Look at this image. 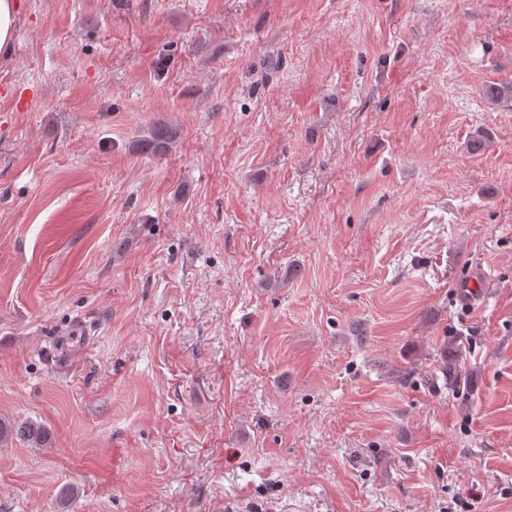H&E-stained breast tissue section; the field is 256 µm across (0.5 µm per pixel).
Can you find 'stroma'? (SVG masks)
Wrapping results in <instances>:
<instances>
[{"label": "stroma", "instance_id": "1", "mask_svg": "<svg viewBox=\"0 0 512 512\" xmlns=\"http://www.w3.org/2000/svg\"><path fill=\"white\" fill-rule=\"evenodd\" d=\"M19 2L0 512H512V0ZM178 131L168 126H154L141 140L145 148L154 153H163L177 137ZM19 437L29 448H48L49 433L47 429L34 422H12L0 418V443L13 437Z\"/></svg>", "mask_w": 512, "mask_h": 512}]
</instances>
